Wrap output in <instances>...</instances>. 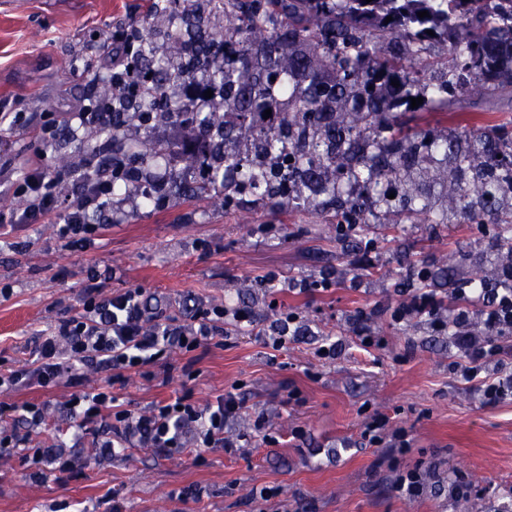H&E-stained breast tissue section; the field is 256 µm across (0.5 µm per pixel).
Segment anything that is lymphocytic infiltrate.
<instances>
[{
	"label": "lymphocytic infiltrate",
	"mask_w": 512,
	"mask_h": 512,
	"mask_svg": "<svg viewBox=\"0 0 512 512\" xmlns=\"http://www.w3.org/2000/svg\"><path fill=\"white\" fill-rule=\"evenodd\" d=\"M58 179L35 167L19 180L15 193L23 199L21 212L13 221L36 222L52 214L58 206ZM112 195L111 182L83 186L68 206L62 238L92 235L98 230L91 224L89 213ZM480 313L486 335L472 331V315ZM415 316L427 317L434 330H453V340L461 355L452 371L475 388L484 405L494 406L512 398V372L492 373L490 361L500 355L496 339L512 335V288L499 289L487 298L484 289H472L465 302L452 316H445L434 294L422 288L402 293L390 308V319L399 324ZM239 323L252 320L250 311L221 305L199 308L193 325L174 326L161 323L150 315L149 300L142 289L134 288L101 297L97 287H88L75 315L62 320L53 334L43 337L39 356L31 367L0 373V392L17 391L30 386L49 388L72 366L92 365L107 372V383L95 394H75L67 401L70 414L84 431L104 433L103 447L158 448L168 453L181 451L187 429L197 431V451L223 448L228 444L224 427L244 407L238 393L225 392L206 407L191 403L182 396L176 401L154 406L144 415H134L114 404L111 385L122 380L124 372H142L164 353L166 347L180 346L191 352L207 346L224 332L226 319ZM17 413L21 425L0 427V447L34 451L36 430L43 424L47 407L43 404H0V417ZM368 442L394 456H407L412 451V438L407 430L391 424L388 416L377 413L365 423L362 432ZM435 463L416 462L397 471L393 490L408 499L424 497L437 478Z\"/></svg>",
	"instance_id": "1"
}]
</instances>
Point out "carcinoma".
<instances>
[{
	"label": "carcinoma",
	"mask_w": 512,
	"mask_h": 512,
	"mask_svg": "<svg viewBox=\"0 0 512 512\" xmlns=\"http://www.w3.org/2000/svg\"><path fill=\"white\" fill-rule=\"evenodd\" d=\"M207 12L230 20L220 40L195 46L199 71L183 62L199 13L180 0H158L142 20L129 60L131 75L118 90L97 76L112 99V166L87 169L83 180L109 178L112 186L152 184L147 201L164 204L180 192L176 177L146 168L165 147L148 121L178 122L183 112L167 94L173 83L213 91L224 112H196L199 149L212 160L208 174L187 187L203 199L227 193L236 181L259 183L240 151L258 144L272 161L288 154V172L259 197L256 207L315 211L345 227L342 238L375 232L389 214L400 224H474L488 231V249L512 256V121L464 123L474 109L512 108V0H205ZM428 11L420 18L417 13ZM392 21H386V17ZM433 34H428V31ZM166 42L155 51L153 36ZM399 82V86L391 82ZM288 94L281 125L263 123ZM421 97L418 108L411 99ZM456 121L433 137L410 123L415 112ZM439 154L448 178L429 181V157ZM397 189L395 202L388 201ZM461 288H512L490 280L475 262Z\"/></svg>",
	"instance_id": "cac0c4a2"
}]
</instances>
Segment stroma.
Here are the masks:
<instances>
[{
    "label": "stroma",
    "instance_id": "stroma-1",
    "mask_svg": "<svg viewBox=\"0 0 512 512\" xmlns=\"http://www.w3.org/2000/svg\"><path fill=\"white\" fill-rule=\"evenodd\" d=\"M155 0H0V97L26 113L31 127L0 132V213L21 209L17 180L36 164L64 158L62 193L80 190V175L98 140L88 131L60 132L51 142L35 128L44 113L76 110L104 72L112 35L137 27ZM67 216L0 226V372L31 365L41 336L77 308L88 269L113 271L100 293L143 289L167 323L189 325L200 304L248 307L254 323L226 327L222 345L167 351L151 377L126 374L113 392L120 408L139 415L161 401L190 394L206 406L236 389L245 411L224 431L231 451L202 457L152 448L94 446L76 436L65 409L74 393L103 383L93 367L63 375L51 388L0 392V403L49 407V425L66 435L68 470L48 452L34 461L14 449L0 456V512H512V402L491 407L448 370L458 350L423 320L392 324L398 280L410 265L442 262L453 252L485 251L488 236L468 224L384 225L389 241L361 269L329 217L288 209L228 206L223 195L177 196L162 207L130 192L112 198V218L86 245L65 246ZM311 289L292 290L295 282ZM297 313L298 330L281 348L263 333L282 310ZM384 338L362 347V329ZM334 345L331 358L318 357ZM298 389L299 402L288 400ZM411 429L417 460L465 472L477 494L452 501L447 487L415 501L399 497L383 450L361 432L367 413ZM265 418L270 442L255 430ZM303 438L291 435L295 427ZM279 489L264 501L260 491Z\"/></svg>",
    "mask_w": 512,
    "mask_h": 512
}]
</instances>
